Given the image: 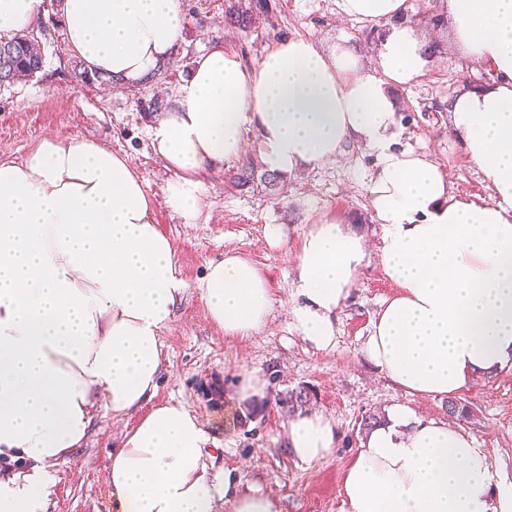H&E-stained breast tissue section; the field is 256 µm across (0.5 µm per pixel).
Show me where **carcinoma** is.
<instances>
[{
    "instance_id": "cac0c4a2",
    "label": "carcinoma",
    "mask_w": 512,
    "mask_h": 512,
    "mask_svg": "<svg viewBox=\"0 0 512 512\" xmlns=\"http://www.w3.org/2000/svg\"><path fill=\"white\" fill-rule=\"evenodd\" d=\"M225 21L243 32L252 30L261 16H269L270 8H259L242 0H225ZM62 28L60 12L56 11L41 21L38 31H20L8 37L0 36V88L9 87L19 81L34 77L44 67V54L41 51V38L51 30ZM310 399L306 388L291 390L281 399L288 412L298 410Z\"/></svg>"
}]
</instances>
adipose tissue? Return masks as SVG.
Segmentation results:
<instances>
[{
	"label": "adipose tissue",
	"instance_id": "obj_1",
	"mask_svg": "<svg viewBox=\"0 0 512 512\" xmlns=\"http://www.w3.org/2000/svg\"><path fill=\"white\" fill-rule=\"evenodd\" d=\"M342 16L386 24L375 64L342 40L278 42L245 65L223 45L197 55L151 145L174 170L164 193L192 223L202 177L240 159L249 132L268 172L335 160L357 141L375 151L370 185L383 227L382 265L397 293L365 343L369 360L413 397L452 398L477 375L512 371V0H443L466 60L492 82L449 100L451 128L493 191L489 203L450 194L425 155L395 146L390 91L425 75L427 45L404 20L406 0H337ZM43 0H0V33L31 28ZM71 56L89 73L135 84L173 58L185 27L179 0H63ZM365 236L333 219L312 225L297 256L295 330L316 349L336 344V314L368 257ZM186 288L172 242L152 218L141 174L99 143L43 140L0 159V512H46L53 465L71 458L97 403L124 417L151 402L159 331ZM207 312L225 335L261 330L272 307L262 272L235 254L210 263ZM209 436L181 403L153 407L112 453V512H282L278 499L208 467ZM336 445L332 421L297 413L294 457ZM341 512H512V483L463 428L390 406L345 472Z\"/></svg>",
	"mask_w": 512,
	"mask_h": 512
}]
</instances>
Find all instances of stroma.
Instances as JSON below:
<instances>
[{
	"mask_svg": "<svg viewBox=\"0 0 512 512\" xmlns=\"http://www.w3.org/2000/svg\"><path fill=\"white\" fill-rule=\"evenodd\" d=\"M270 3V16L245 33L225 26L224 0H180L186 27L167 65L168 78L121 89L102 80L76 81L67 48L46 38L42 71L0 90V156L18 160L46 138L76 135L112 148L143 175L155 222L172 241L187 282L171 322L159 333L162 363L155 403L179 402L198 415L210 437L205 456L213 471H234L243 485L278 498L282 512H341L339 489L363 437L362 415L411 401L427 416H449L446 401L411 400L364 355L374 316L397 291L381 264L383 228L370 205L377 153L346 143L336 161L285 175L278 196L258 179L238 185L237 165L209 172L201 212L187 224L167 203L164 188L175 173L153 151L149 137L155 119L147 109L150 99L174 93L191 59L214 43H224L250 66L275 43L299 37L325 50L349 39L359 45L364 61H376L377 26L341 18L336 0ZM435 11L433 0H407V22L437 50L424 77L394 91L398 145L437 164L452 195L487 201L492 190L451 132L447 107L463 88L489 83L494 74L487 65L467 62L446 27L419 21V14ZM328 217L363 233L371 252L337 315L335 346L321 351L295 330L291 307L302 237L310 225ZM270 224L282 227L280 244L268 239ZM228 254L256 264L273 297L266 325L248 338L226 336L210 320L200 288L208 263ZM249 374L260 376L265 387L261 396L244 403L238 388ZM298 387L310 392L307 410L330 418L337 431L334 450L311 463L294 458L286 443L290 415L280 400ZM456 402L463 413L449 417L489 453L496 480L511 482L512 372L473 378ZM139 418L136 412L116 418L96 406L86 442L74 450L70 463L52 469L48 512H112L110 456Z\"/></svg>",
	"mask_w": 512,
	"mask_h": 512,
	"instance_id": "obj_1",
	"label": "stroma"
}]
</instances>
